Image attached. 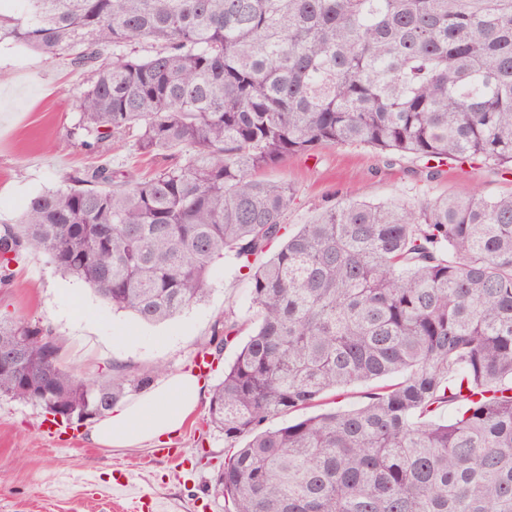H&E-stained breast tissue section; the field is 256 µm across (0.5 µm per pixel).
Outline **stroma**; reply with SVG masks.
I'll use <instances>...</instances> for the list:
<instances>
[{"mask_svg": "<svg viewBox=\"0 0 512 512\" xmlns=\"http://www.w3.org/2000/svg\"><path fill=\"white\" fill-rule=\"evenodd\" d=\"M85 79L64 58L45 59L0 43V221H14L38 192L90 164L67 132L78 119L73 90ZM424 160L405 155L386 163L369 146H340L316 156H291L270 177L288 182L293 200L288 228L310 222L326 200L367 196L377 202L415 205L426 198L512 192V172L492 166L448 164L427 181ZM208 301L167 323L150 326L101 303L83 282L57 273L41 253L27 255L10 287H0V314L49 328L64 337L62 361L90 376L126 366L129 375L160 365L166 375L195 372L201 344L218 318L249 316L250 288L232 257L214 266ZM238 342L229 343L202 378L205 394L176 434L126 448L91 444L88 426L51 424L44 410L0 396V512H144L126 494L98 488L128 476L134 490L158 499L166 512H227L214 479L228 445L206 423L215 385L224 377Z\"/></svg>", "mask_w": 512, "mask_h": 512, "instance_id": "1", "label": "stroma"}]
</instances>
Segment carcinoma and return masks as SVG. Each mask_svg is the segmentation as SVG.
<instances>
[{
  "label": "carcinoma",
  "mask_w": 512,
  "mask_h": 512,
  "mask_svg": "<svg viewBox=\"0 0 512 512\" xmlns=\"http://www.w3.org/2000/svg\"><path fill=\"white\" fill-rule=\"evenodd\" d=\"M6 40L90 73L69 135L99 162L0 225L1 286L44 253L155 325L228 255L248 280L255 327L208 406L245 439L215 478L232 512H512V194L342 199L289 234L288 183L257 176L349 145L431 178L512 167V0H0ZM114 140L169 163L125 174ZM240 330L217 319L202 354ZM61 351L0 315V396L71 425L163 372L85 377ZM354 386L357 407L264 427Z\"/></svg>",
  "instance_id": "carcinoma-1"
}]
</instances>
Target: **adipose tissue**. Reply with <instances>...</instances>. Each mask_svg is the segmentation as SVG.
Returning <instances> with one entry per match:
<instances>
[{
	"instance_id": "obj_1",
	"label": "adipose tissue",
	"mask_w": 512,
	"mask_h": 512,
	"mask_svg": "<svg viewBox=\"0 0 512 512\" xmlns=\"http://www.w3.org/2000/svg\"><path fill=\"white\" fill-rule=\"evenodd\" d=\"M202 394L195 374L168 377L146 395L112 408L93 425L88 439L96 445L123 448L174 434L198 407Z\"/></svg>"
}]
</instances>
